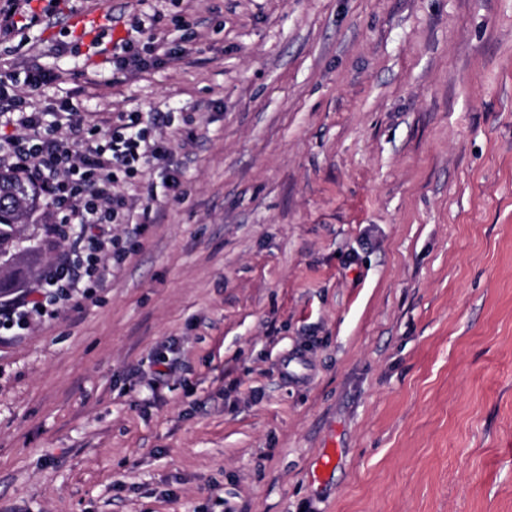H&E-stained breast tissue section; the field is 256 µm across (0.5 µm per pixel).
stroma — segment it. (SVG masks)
Wrapping results in <instances>:
<instances>
[{
    "label": "stroma",
    "instance_id": "35a3bbf8",
    "mask_svg": "<svg viewBox=\"0 0 512 512\" xmlns=\"http://www.w3.org/2000/svg\"><path fill=\"white\" fill-rule=\"evenodd\" d=\"M89 11L195 37L116 80ZM33 58L173 112L182 190L119 184L157 222L0 333V512H512V0H74Z\"/></svg>",
    "mask_w": 512,
    "mask_h": 512
}]
</instances>
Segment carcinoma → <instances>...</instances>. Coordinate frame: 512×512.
Returning a JSON list of instances; mask_svg holds the SVG:
<instances>
[{
    "instance_id": "obj_1",
    "label": "carcinoma",
    "mask_w": 512,
    "mask_h": 512,
    "mask_svg": "<svg viewBox=\"0 0 512 512\" xmlns=\"http://www.w3.org/2000/svg\"><path fill=\"white\" fill-rule=\"evenodd\" d=\"M39 210L38 191L17 171L0 169V262L11 268L0 292L31 274L41 259L42 247L24 245L22 237V227L37 223Z\"/></svg>"
}]
</instances>
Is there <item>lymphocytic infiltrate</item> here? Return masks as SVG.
<instances>
[{
    "instance_id": "lymphocytic-infiltrate-1",
    "label": "lymphocytic infiltrate",
    "mask_w": 512,
    "mask_h": 512,
    "mask_svg": "<svg viewBox=\"0 0 512 512\" xmlns=\"http://www.w3.org/2000/svg\"><path fill=\"white\" fill-rule=\"evenodd\" d=\"M32 0H0V35L19 29L51 25L59 0H47L42 11H35ZM156 18L138 23L137 38L124 40L112 56L114 73L133 67L145 68L160 56L173 55L167 43L149 35ZM146 44H139V35ZM24 93L9 92L0 80V118L12 126V133H0V154L48 200L55 215L46 232L66 240V247L42 271L36 284L11 301L0 304V330L26 329L40 316H53L56 306L72 299L74 293L90 294L104 279V254L115 248L104 228L123 224L127 235L136 238L152 223L151 214L141 222L130 223L127 202L116 191L119 183L131 180L148 163L161 165L163 197L175 196L180 185L172 169L170 147L156 136L157 128L169 125L167 112L120 113L107 133L91 127L81 118L73 102L61 104L54 115L40 112L31 102L32 94L57 81V73L38 63L24 70ZM94 226L93 234L74 233V226Z\"/></svg>"
}]
</instances>
